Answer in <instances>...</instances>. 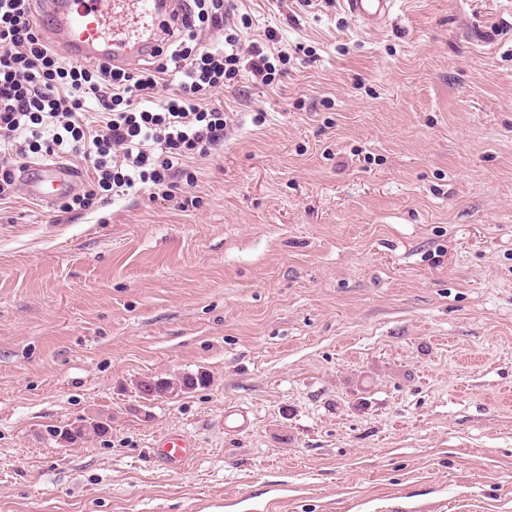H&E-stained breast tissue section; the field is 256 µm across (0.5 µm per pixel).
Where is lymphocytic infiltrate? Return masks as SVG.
<instances>
[{
	"label": "lymphocytic infiltrate",
	"mask_w": 512,
	"mask_h": 512,
	"mask_svg": "<svg viewBox=\"0 0 512 512\" xmlns=\"http://www.w3.org/2000/svg\"><path fill=\"white\" fill-rule=\"evenodd\" d=\"M224 0H189L181 28L170 31L165 58L145 70L101 61L90 67L64 60L40 31L33 0H0V200L16 191L11 166L27 148L75 153L89 161L93 181L116 196L152 183L164 195L176 189L188 155L206 156L223 145L222 108L207 106L213 91L241 72L268 77L270 57L257 42L226 32ZM220 31L224 45L202 49L199 33ZM177 91L155 99L157 88ZM140 96L132 106L130 95ZM96 105L101 122L83 112Z\"/></svg>",
	"instance_id": "obj_1"
}]
</instances>
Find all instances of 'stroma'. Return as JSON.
I'll return each mask as SVG.
<instances>
[{"label":"stroma","mask_w":512,"mask_h":512,"mask_svg":"<svg viewBox=\"0 0 512 512\" xmlns=\"http://www.w3.org/2000/svg\"><path fill=\"white\" fill-rule=\"evenodd\" d=\"M233 3L288 60L217 94L196 209L0 203V512H512V0H402L376 34L341 0ZM55 163L89 191L79 155L17 165ZM175 433L198 453L169 468ZM208 376L204 372L183 375L179 379L149 378L138 384L140 392L151 393L158 400L162 398H173L179 394L192 392L198 388H204L208 384ZM84 424L72 428V431L67 430L66 432L61 431L62 427H55L49 430V436L57 442H65L62 446H71L85 441L90 436H100L108 432L111 429L112 417L105 415H98L96 417H90L84 421ZM196 455L195 442L186 434H169L155 444V457L164 465L183 466Z\"/></svg>","instance_id":"1"}]
</instances>
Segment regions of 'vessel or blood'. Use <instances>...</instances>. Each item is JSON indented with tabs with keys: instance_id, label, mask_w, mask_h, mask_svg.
Returning <instances> with one entry per match:
<instances>
[{
	"instance_id": "obj_1",
	"label": "vessel or blood",
	"mask_w": 512,
	"mask_h": 512,
	"mask_svg": "<svg viewBox=\"0 0 512 512\" xmlns=\"http://www.w3.org/2000/svg\"><path fill=\"white\" fill-rule=\"evenodd\" d=\"M346 13L361 28L375 33L392 20L398 0H342ZM180 7H165L163 0H44L41 28L61 35V47L75 60L108 59L122 66L134 57L151 54L155 46L150 23L168 21L180 26ZM56 194L67 192V170L46 167L33 174L26 186L31 196L42 197L43 185ZM196 455L195 443L186 434H169L155 444V457L165 465H185Z\"/></svg>"
}]
</instances>
